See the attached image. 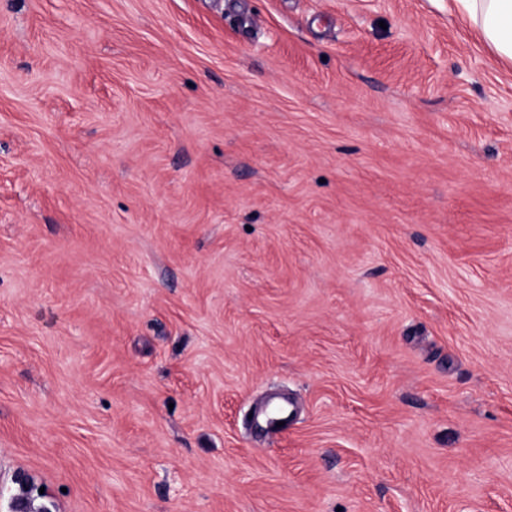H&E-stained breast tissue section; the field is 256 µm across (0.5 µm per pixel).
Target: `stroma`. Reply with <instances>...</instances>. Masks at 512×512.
Listing matches in <instances>:
<instances>
[{
  "label": "stroma",
  "instance_id": "obj_1",
  "mask_svg": "<svg viewBox=\"0 0 512 512\" xmlns=\"http://www.w3.org/2000/svg\"><path fill=\"white\" fill-rule=\"evenodd\" d=\"M23 479L512 512V63L454 0H0V512Z\"/></svg>",
  "mask_w": 512,
  "mask_h": 512
}]
</instances>
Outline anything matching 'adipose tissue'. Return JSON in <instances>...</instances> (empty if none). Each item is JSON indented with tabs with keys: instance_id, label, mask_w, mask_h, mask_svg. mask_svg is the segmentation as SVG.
Returning a JSON list of instances; mask_svg holds the SVG:
<instances>
[{
	"instance_id": "1",
	"label": "adipose tissue",
	"mask_w": 512,
	"mask_h": 512,
	"mask_svg": "<svg viewBox=\"0 0 512 512\" xmlns=\"http://www.w3.org/2000/svg\"><path fill=\"white\" fill-rule=\"evenodd\" d=\"M462 18L477 27L498 57L512 62V0H457Z\"/></svg>"
}]
</instances>
